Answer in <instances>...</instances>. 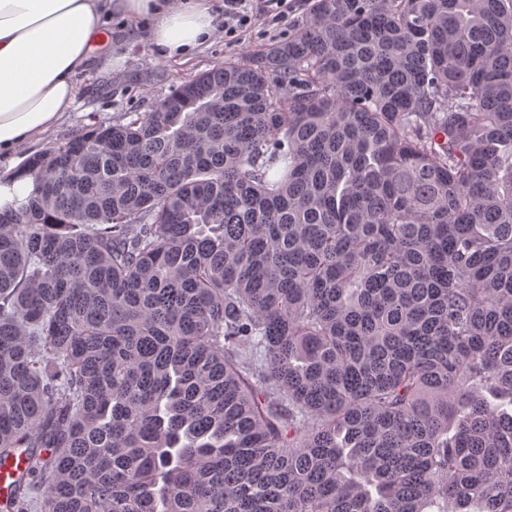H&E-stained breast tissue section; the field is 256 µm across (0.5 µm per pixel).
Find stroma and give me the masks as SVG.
<instances>
[{
  "mask_svg": "<svg viewBox=\"0 0 512 512\" xmlns=\"http://www.w3.org/2000/svg\"><path fill=\"white\" fill-rule=\"evenodd\" d=\"M112 44L101 50L90 68L77 77L74 110L45 140L24 146L16 156L18 163L33 154L65 143L72 136L100 122L121 120L130 111L147 112L177 85L223 63L224 59L256 50L280 38L282 30L262 24L226 37L216 31L188 60L155 57L147 47L149 24L113 18ZM120 64H112V57Z\"/></svg>",
  "mask_w": 512,
  "mask_h": 512,
  "instance_id": "stroma-1",
  "label": "stroma"
}]
</instances>
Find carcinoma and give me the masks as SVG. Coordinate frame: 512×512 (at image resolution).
<instances>
[{
    "instance_id": "1",
    "label": "carcinoma",
    "mask_w": 512,
    "mask_h": 512,
    "mask_svg": "<svg viewBox=\"0 0 512 512\" xmlns=\"http://www.w3.org/2000/svg\"><path fill=\"white\" fill-rule=\"evenodd\" d=\"M29 158L9 512H512V0H313Z\"/></svg>"
}]
</instances>
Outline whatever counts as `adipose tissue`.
Masks as SVG:
<instances>
[{
    "label": "adipose tissue",
    "mask_w": 512,
    "mask_h": 512,
    "mask_svg": "<svg viewBox=\"0 0 512 512\" xmlns=\"http://www.w3.org/2000/svg\"><path fill=\"white\" fill-rule=\"evenodd\" d=\"M113 17L151 18L165 58H190L214 32L210 0H0V156L42 140L74 107V77Z\"/></svg>",
    "instance_id": "adipose-tissue-1"
}]
</instances>
